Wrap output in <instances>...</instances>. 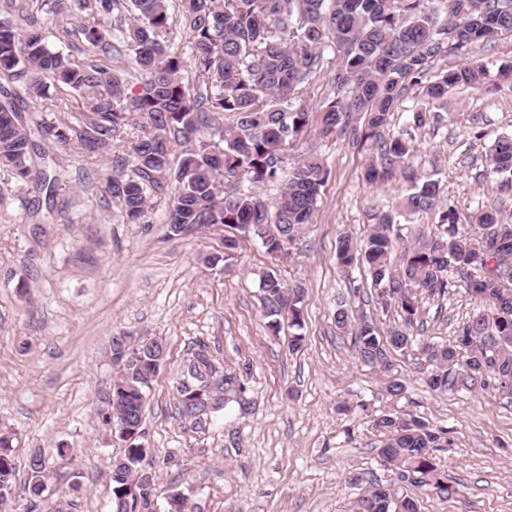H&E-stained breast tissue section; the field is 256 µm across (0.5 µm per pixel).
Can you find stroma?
Listing matches in <instances>:
<instances>
[{"mask_svg": "<svg viewBox=\"0 0 512 512\" xmlns=\"http://www.w3.org/2000/svg\"><path fill=\"white\" fill-rule=\"evenodd\" d=\"M24 7L40 12L51 47L86 61L81 36L67 34L43 0ZM466 57L487 67L485 88L449 92L443 125L417 131L412 162L439 181L461 233L476 239L470 213L499 199L484 175L486 153L498 135L512 133V84L499 73L512 63V32L472 45ZM307 147L330 170L314 224L278 262L259 241L241 239L221 272L203 258L222 249L223 229L168 237V195H154L136 224L107 203L112 153L93 158L75 142L44 143L68 171L63 206L46 224L27 218L23 186L0 182V428L13 434L16 464L8 512H112L111 463L124 444L103 415L116 336L132 346L143 338L166 345L144 413L143 465L160 489L180 491L196 512H352L372 476L416 499L420 512H512V399L491 387L431 391L429 365L414 357H394L380 371L356 356L350 335L336 326L341 303L383 334L399 321L395 311L365 302L371 286L362 266L339 269L336 245L344 233L363 240L372 207L395 203L404 182L368 183L369 155L348 136ZM268 271L302 290L301 351L288 349L292 328L275 336L266 327L260 278ZM474 306L460 283L423 301L425 339L448 341ZM202 346L240 378L248 414L231 402L203 428L180 418L175 386ZM393 379L405 386L401 396L386 390ZM384 414L448 428L453 444L436 462L451 496L415 487L384 465L374 427ZM60 444L66 457L53 455ZM38 449L51 459L48 489L33 499L28 461Z\"/></svg>", "mask_w": 512, "mask_h": 512, "instance_id": "stroma-1", "label": "stroma"}]
</instances>
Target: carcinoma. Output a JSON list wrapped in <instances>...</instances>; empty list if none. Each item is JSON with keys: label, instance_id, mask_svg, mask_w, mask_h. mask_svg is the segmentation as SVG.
<instances>
[{"label": "carcinoma", "instance_id": "cac0c4a2", "mask_svg": "<svg viewBox=\"0 0 512 512\" xmlns=\"http://www.w3.org/2000/svg\"><path fill=\"white\" fill-rule=\"evenodd\" d=\"M19 0L0 7V175L34 193L28 218H46L55 206L63 173L55 159L39 151L41 141L68 145L77 140L89 153L119 148L117 134L133 117L143 120L141 135L124 158L131 173L106 179L108 195L127 219L145 216L151 196L170 192L168 224H190L198 232L211 224L231 229L224 251L204 257L210 267L231 257L238 236L257 238L255 225H267L262 242L270 257L289 253L305 225L313 223L321 187L330 171L321 155L307 151L288 162V150L311 137L336 132L366 148V180L375 183L400 173L407 192L394 210L371 214L370 233L359 242L340 238L336 262L364 268L382 310L400 308L402 323L381 335L373 323L336 310V326L350 329L357 356L385 368L390 357L417 355L430 363L425 384L433 392L494 389L512 396V261L488 252L489 242L512 246V224L497 206L481 207L469 223L481 229L475 242L459 233L458 211L441 193L439 181L414 169L410 157L415 131L441 119L437 106L448 92L464 85L479 89L488 76L481 63L465 62L431 74L433 62L457 55L472 44H487L512 32V11L504 0H179L189 56L173 48L168 0H67L55 5L77 29L87 49L119 54L141 77L128 91L120 70L96 63L77 64L52 50L43 22L24 12ZM193 67L196 84L183 81ZM326 78L332 95L314 108L308 90ZM81 99L77 112L48 122L26 113V98L47 82ZM417 98L422 108L412 125L391 136V109ZM182 147L171 170L174 148ZM487 174L512 197V135H501L487 156ZM275 185L267 202L256 191ZM432 214L433 233L397 254L395 215ZM465 283L478 302L452 340H419L410 331L419 322V296L443 297L451 284L448 271ZM268 328L279 332L280 318L302 329L300 295L274 273L261 278ZM112 381L110 424L131 420L122 438V463L111 466L112 512H154L158 489L135 494L128 486L142 471L146 403H113L122 386L148 393L163 359L141 345L128 347ZM245 388L225 376L205 347L193 353L176 386L178 413L202 428L209 413L198 398L224 407L225 394L241 398ZM374 427L384 434L379 456L396 467L398 477L443 497L453 493L435 462L450 444L448 430L414 415H383ZM28 466L29 495L45 489L48 458ZM16 465L11 435L0 432V509L12 493ZM354 512H418L416 501L398 497L378 479L357 499Z\"/></svg>", "mask_w": 512, "mask_h": 512}]
</instances>
